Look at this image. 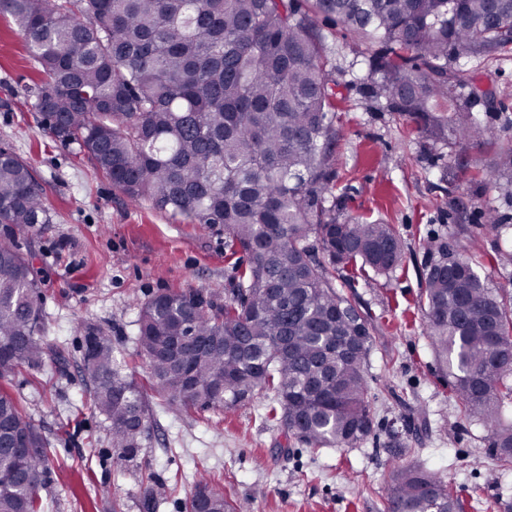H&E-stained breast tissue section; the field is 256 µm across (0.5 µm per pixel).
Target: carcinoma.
<instances>
[{
  "label": "carcinoma",
  "instance_id": "obj_1",
  "mask_svg": "<svg viewBox=\"0 0 512 512\" xmlns=\"http://www.w3.org/2000/svg\"><path fill=\"white\" fill-rule=\"evenodd\" d=\"M29 45L30 98L50 133L75 144L131 202L190 224L224 226L238 255L229 296L168 291L139 310L147 385L180 412L231 411L262 392L289 435L314 449L351 447L373 428L367 365L373 323L336 281L390 275L404 243L392 224L336 221L332 194L336 84L318 19H337L367 52L369 92L463 145L497 144L499 127L460 61L512 51V0H0ZM448 116H442V113ZM512 185V146L482 170ZM51 223L21 157L0 149V439L28 437L27 481L0 447V512H40L48 440L9 390L44 354L42 285L16 238ZM420 307L430 347L463 417L482 425L512 469V294L490 288L481 261L431 250ZM82 372L117 459L151 438L140 386L121 374L112 341L87 328ZM224 380L218 394L213 385ZM438 472L393 467L387 512H467ZM186 512H238L203 478Z\"/></svg>",
  "mask_w": 512,
  "mask_h": 512
}]
</instances>
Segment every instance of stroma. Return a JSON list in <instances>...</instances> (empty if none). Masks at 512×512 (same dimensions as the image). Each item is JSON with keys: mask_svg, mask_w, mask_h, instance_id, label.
<instances>
[{"mask_svg": "<svg viewBox=\"0 0 512 512\" xmlns=\"http://www.w3.org/2000/svg\"><path fill=\"white\" fill-rule=\"evenodd\" d=\"M319 26L338 92L336 218L396 225L405 244L392 276L340 281L374 320L372 432L353 448L314 450L265 420L267 395L229 412L186 415L150 392L152 438L135 462L121 464L82 374L86 327L109 336L123 375L144 384L140 305L168 290L223 302L233 276L224 229L130 202L76 146L56 140L29 109L38 75L27 42L14 17L0 14V148L31 164L52 215L36 237L17 238L44 279L46 354L40 365L20 367L10 386L51 443L43 512H143L147 488L156 512H184L204 476L230 487L242 512H384L393 464L410 461L438 471L472 512H512V473L500 471L486 431L460 417L419 305L429 249L443 240L462 257L493 255L478 274L489 287L512 290V193L475 176L495 148L459 144L388 111L366 91L370 74L356 35L330 20ZM468 66L493 92L484 119L512 144V55ZM490 208L506 225L503 235L484 228Z\"/></svg>", "mask_w": 512, "mask_h": 512, "instance_id": "35a3bbf8", "label": "stroma"}]
</instances>
